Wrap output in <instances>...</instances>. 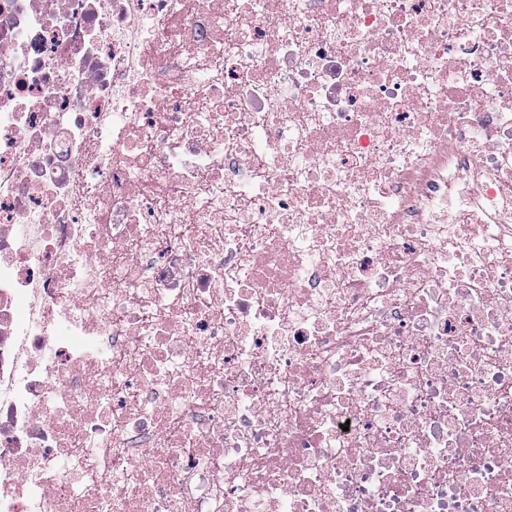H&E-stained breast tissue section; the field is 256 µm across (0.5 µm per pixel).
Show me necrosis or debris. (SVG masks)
Instances as JSON below:
<instances>
[{"instance_id":"obj_1","label":"necrosis or debris","mask_w":512,"mask_h":512,"mask_svg":"<svg viewBox=\"0 0 512 512\" xmlns=\"http://www.w3.org/2000/svg\"><path fill=\"white\" fill-rule=\"evenodd\" d=\"M0 512H512V0H0Z\"/></svg>"}]
</instances>
